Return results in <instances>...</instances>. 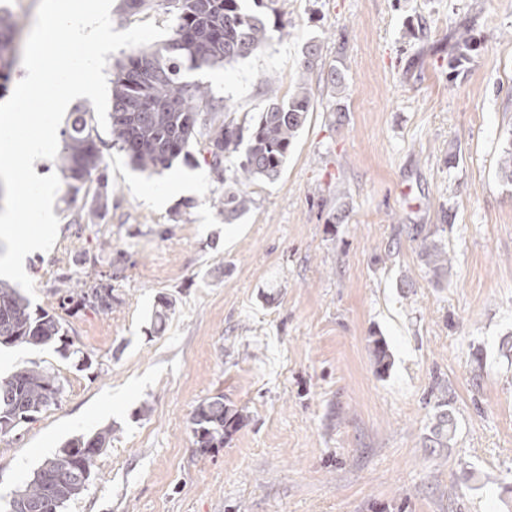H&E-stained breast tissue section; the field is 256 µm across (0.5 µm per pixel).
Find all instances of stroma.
Here are the masks:
<instances>
[{
	"instance_id": "obj_1",
	"label": "stroma",
	"mask_w": 512,
	"mask_h": 512,
	"mask_svg": "<svg viewBox=\"0 0 512 512\" xmlns=\"http://www.w3.org/2000/svg\"><path fill=\"white\" fill-rule=\"evenodd\" d=\"M276 7L284 29L266 47L187 75L250 125L267 85L293 91L304 43H321L315 109L280 178L249 185L243 217L225 223L201 155L149 175L107 129L108 211L81 223L89 197L59 187L56 243L27 259L32 308L60 310L59 275L94 268L112 271L116 300L60 310L65 343L0 346V376L39 366L62 384L56 405L0 436L1 503L70 439L108 427L95 479L64 512H512V185L497 176L512 0ZM464 21L475 47L452 77ZM415 224L442 227L445 278ZM162 295L175 311L157 331ZM217 393L244 422L203 453L190 418ZM444 412L455 435L439 445Z\"/></svg>"
}]
</instances>
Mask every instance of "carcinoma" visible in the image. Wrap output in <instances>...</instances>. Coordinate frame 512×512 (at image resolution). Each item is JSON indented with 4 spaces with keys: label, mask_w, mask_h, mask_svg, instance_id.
Returning a JSON list of instances; mask_svg holds the SVG:
<instances>
[{
    "label": "carcinoma",
    "mask_w": 512,
    "mask_h": 512,
    "mask_svg": "<svg viewBox=\"0 0 512 512\" xmlns=\"http://www.w3.org/2000/svg\"><path fill=\"white\" fill-rule=\"evenodd\" d=\"M261 7L276 0H123L124 11L136 14L159 2L172 17L171 36L152 47L131 51L112 71V140L138 169L159 172L178 158L191 155L202 116H210L200 143L204 160L228 183L224 199V223L246 214L252 198L246 187L254 182L274 183L284 168L288 152L304 128L314 99L306 80L320 62L319 44L309 39L302 48L300 77L294 91L280 96L267 83V99L257 121L248 126L232 117L229 100H217L200 83L186 80V73L225 66L256 53L282 25H269L266 15L250 10L246 2ZM14 17L0 14V96L7 89L13 69ZM450 46L448 66H461L473 50L468 28L459 27ZM95 128L87 110L74 109V118L62 131L57 164L69 191L92 194L86 220L106 211L112 202L106 165L97 145ZM231 165H226V161ZM498 176L512 185V133L504 140ZM420 252L428 271L441 278L451 266L448 250L437 232L425 234ZM112 276L72 283L59 277L61 305L76 302L95 312L112 310ZM173 301L161 297L153 323L161 328L172 314ZM66 330L55 311L30 309L19 289L0 281V345H44L63 340ZM377 371L388 367L387 348L380 337L371 340ZM62 385L57 375L44 369L22 367L0 377V435L17 431L22 424L56 403ZM244 421L243 415L224 403L218 393L203 399L191 417L193 443L202 451L224 446V437ZM112 437L108 427L70 441L45 459L15 491L6 512H62L69 501L87 489L94 477L96 457Z\"/></svg>",
    "instance_id": "1"
}]
</instances>
